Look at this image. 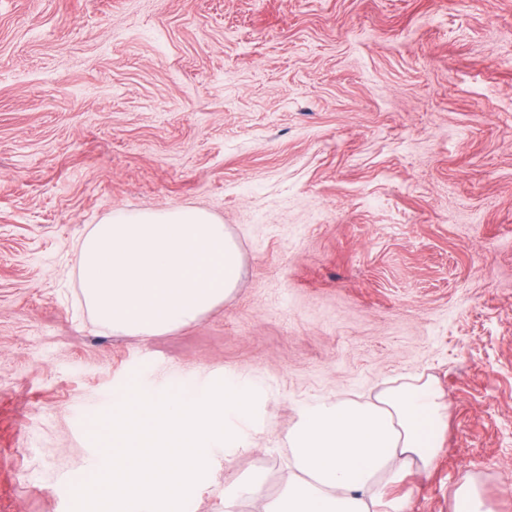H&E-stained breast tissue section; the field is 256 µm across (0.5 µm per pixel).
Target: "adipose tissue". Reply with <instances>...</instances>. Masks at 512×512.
I'll use <instances>...</instances> for the list:
<instances>
[{"label": "adipose tissue", "mask_w": 512, "mask_h": 512, "mask_svg": "<svg viewBox=\"0 0 512 512\" xmlns=\"http://www.w3.org/2000/svg\"><path fill=\"white\" fill-rule=\"evenodd\" d=\"M443 396L419 376L382 388L371 400L339 398L301 408L286 435L292 472L274 497L260 483L225 492L224 505L255 512H402L389 487L435 461L446 427Z\"/></svg>", "instance_id": "ef3b65f1"}]
</instances>
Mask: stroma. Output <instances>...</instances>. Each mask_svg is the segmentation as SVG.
I'll use <instances>...</instances> for the list:
<instances>
[{
	"mask_svg": "<svg viewBox=\"0 0 512 512\" xmlns=\"http://www.w3.org/2000/svg\"><path fill=\"white\" fill-rule=\"evenodd\" d=\"M195 206L237 242L224 304L155 336L83 303L74 243ZM268 389L194 486L288 478L302 404L433 377L448 430L388 491L512 512V0H0V512H70L89 418L221 372ZM452 512H492L489 503L474 478L468 472L462 473L450 494V507Z\"/></svg>",
	"mask_w": 512,
	"mask_h": 512,
	"instance_id": "stroma-1",
	"label": "stroma"
}]
</instances>
